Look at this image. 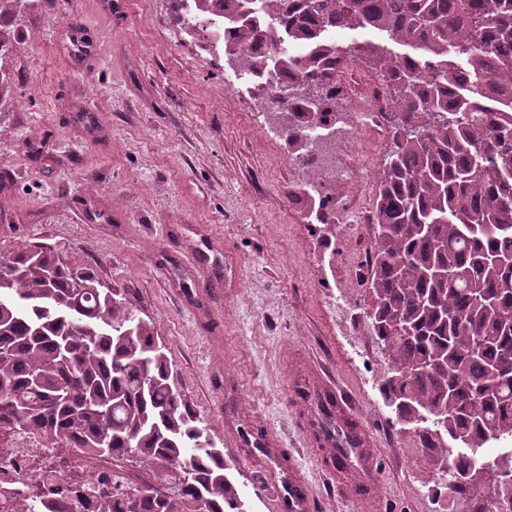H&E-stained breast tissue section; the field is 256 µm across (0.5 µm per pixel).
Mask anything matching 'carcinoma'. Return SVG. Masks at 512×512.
<instances>
[{
	"instance_id": "cac0c4a2",
	"label": "carcinoma",
	"mask_w": 512,
	"mask_h": 512,
	"mask_svg": "<svg viewBox=\"0 0 512 512\" xmlns=\"http://www.w3.org/2000/svg\"><path fill=\"white\" fill-rule=\"evenodd\" d=\"M27 0H0V102L12 99L11 18ZM224 15L234 55L256 78L292 159L314 144L327 115L341 122L339 71L352 65L329 32L373 30L410 49L363 41L385 78L394 146L377 185L364 318L390 358L383 391L397 417L423 429L436 456L446 434L461 443L439 487L471 466L466 448L512 438V0H194V38ZM270 47L268 54L248 52ZM291 74L287 85L274 68ZM288 90L283 101L275 92ZM298 191L325 207L323 185ZM419 367L422 372L415 374ZM335 459L351 440L319 409ZM19 432L87 460L136 456L166 469L157 483L122 486L107 475L79 487L56 482L17 512H243L223 452L173 380L152 322L94 273L33 245L0 261V442ZM491 512L512 504V451L489 454Z\"/></svg>"
}]
</instances>
